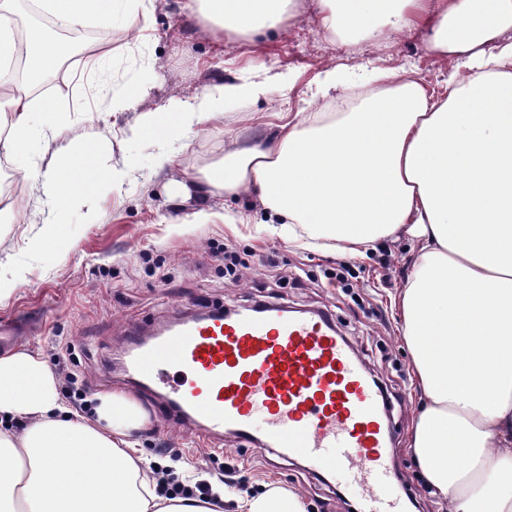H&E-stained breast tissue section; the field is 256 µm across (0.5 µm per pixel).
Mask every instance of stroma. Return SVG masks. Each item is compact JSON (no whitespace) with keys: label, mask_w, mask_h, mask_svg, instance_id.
Segmentation results:
<instances>
[{"label":"stroma","mask_w":512,"mask_h":512,"mask_svg":"<svg viewBox=\"0 0 512 512\" xmlns=\"http://www.w3.org/2000/svg\"><path fill=\"white\" fill-rule=\"evenodd\" d=\"M317 13L316 0H302L283 28L251 41L209 30L181 12L178 0H158L144 40L118 28L107 39L104 26L93 21L83 25L84 33L99 35L98 50L112 56L108 87L100 86L87 53L68 66L60 83L36 90L33 101L51 103L63 119L66 129L59 145H93L103 167L127 163L131 170L124 181L94 188L95 223H88L78 208L49 213L61 235L37 247L32 244L37 230L30 220L39 203L30 182L14 172V217L11 223H0V274L8 276L22 267L26 280L0 300V321L37 313L41 325L25 347L41 352L50 363L63 358L66 370L95 400L121 390L114 379L127 327L256 304L298 313L328 312L387 399L395 481L405 496L406 512H448L446 503L431 496L408 448L417 393L410 357L400 340L399 312L391 302L411 272L406 241L383 240L365 258L320 246L299 249L277 235L254 238L250 225L225 224L228 212L249 214L252 222L264 220L253 199L202 200L181 190L223 159L225 133L249 144L269 137L289 114L322 105L317 87L328 68H338L347 84L333 100L341 112L362 91L365 64L391 70L414 67L432 82L448 74L447 65L427 51L422 29L385 24L378 42L333 46L318 25ZM255 58L264 64L267 94L224 100L206 131L189 138L159 145L130 137L126 130L135 123L138 109H112L116 98L130 96L148 82V107L166 111L176 92L200 96L217 82L253 79L250 62ZM284 75L289 83H281ZM161 150L174 159L166 173L156 169ZM202 208L207 211L203 217L198 214ZM224 246L249 265L239 280L225 278L222 262L212 255ZM261 256L271 258V265H258ZM341 264L354 274L347 293L326 279ZM131 397L148 417L136 435L148 460L192 468L226 484L234 497L282 487L299 494L308 512H356L357 502L336 480L318 475L305 462L260 452L229 435L209 440L179 429L168 424L164 408L150 397L136 391Z\"/></svg>","instance_id":"obj_1"}]
</instances>
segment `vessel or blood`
Instances as JSON below:
<instances>
[{
    "label": "vessel or blood",
    "mask_w": 512,
    "mask_h": 512,
    "mask_svg": "<svg viewBox=\"0 0 512 512\" xmlns=\"http://www.w3.org/2000/svg\"><path fill=\"white\" fill-rule=\"evenodd\" d=\"M33 322H0V349ZM120 368L133 389L163 386L172 421L209 437L233 434L335 477L359 512H405L385 451L382 397L322 312L268 306L215 309L123 338Z\"/></svg>",
    "instance_id": "obj_1"
}]
</instances>
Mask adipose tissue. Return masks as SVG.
I'll list each match as a JSON object with an SVG mask.
<instances>
[{"mask_svg":"<svg viewBox=\"0 0 512 512\" xmlns=\"http://www.w3.org/2000/svg\"><path fill=\"white\" fill-rule=\"evenodd\" d=\"M59 28L87 20L149 30L155 0H48ZM323 29L342 41L376 37L382 17L420 26L428 50L452 71L443 94L410 73L373 68L351 112L296 113L273 138L224 139L222 162L194 178L205 194L249 195L294 241L324 239L358 258L381 240L407 239L413 270L392 302L402 314L423 403L410 449L448 512H512V0H318ZM185 11L250 39L279 28L295 0H185ZM31 83L53 74L63 46L41 30L25 45ZM267 91L265 82L221 83L203 97L172 96L168 109L143 107L131 132L163 143L200 131L224 99ZM63 125L28 95L0 107V155L34 152L44 208L93 211L73 167L121 181L95 152L62 168ZM21 415L29 424L16 431ZM145 417L126 395L101 398L95 418L74 416L40 353L0 355V512H223L225 494L167 496L144 471L129 437ZM238 512H306L295 492L275 488L238 499Z\"/></svg>","mask_w":512,"mask_h":512,"instance_id":"ef3b65f1","label":"adipose tissue"}]
</instances>
